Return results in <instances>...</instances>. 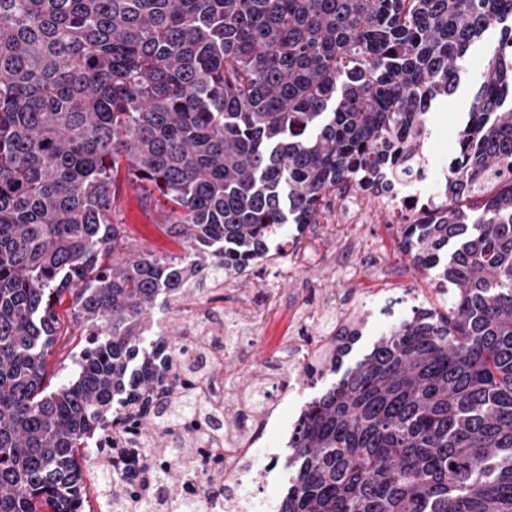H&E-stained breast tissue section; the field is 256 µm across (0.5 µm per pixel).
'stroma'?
<instances>
[{"label": "stroma", "instance_id": "obj_1", "mask_svg": "<svg viewBox=\"0 0 512 512\" xmlns=\"http://www.w3.org/2000/svg\"><path fill=\"white\" fill-rule=\"evenodd\" d=\"M498 30H489L484 41L474 47L461 74L456 93L435 103L424 150L436 165L448 164L457 152V140L472 108L486 62L487 45L496 43ZM162 203L146 200L140 187L126 182L112 204L122 244L129 254L174 257L185 252L182 236L160 227ZM397 227L386 213H378L374 223L352 225L342 200L332 199L319 223L303 229L288 227L279 237L285 252L273 255L257 273L224 285V309L228 316L244 323L251 319L255 305L267 290H275L282 309L255 336L245 337L237 354L224 364V374L235 384H245L264 373L270 362L281 359L285 350L280 338L297 318L292 308L303 299L311 307L309 330L321 335L325 317L337 321L364 314L361 334L345 356L344 366L354 365L377 342L380 324L369 315L381 309L392 315L403 302L417 297L422 308L447 310L448 295L440 290L434 274L415 268L398 246ZM64 336L57 340L47 357L52 385L67 382L73 374L71 357L75 345L68 339L78 328L72 314V299L64 297L55 307Z\"/></svg>", "mask_w": 512, "mask_h": 512}]
</instances>
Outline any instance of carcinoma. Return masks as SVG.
Instances as JSON below:
<instances>
[{"mask_svg": "<svg viewBox=\"0 0 512 512\" xmlns=\"http://www.w3.org/2000/svg\"><path fill=\"white\" fill-rule=\"evenodd\" d=\"M492 28L446 200L397 226L448 311L311 403L282 512H512V0H0V512H84L82 457L112 497V449L89 446L111 422L161 420L150 451L170 446L192 415L164 395L186 381L184 327L141 343L158 297L186 314L286 225L378 187ZM123 181L163 198L186 256L122 253ZM66 294L84 344L52 390ZM356 336L319 358L337 370Z\"/></svg>", "mask_w": 512, "mask_h": 512, "instance_id": "cac0c4a2", "label": "carcinoma"}]
</instances>
